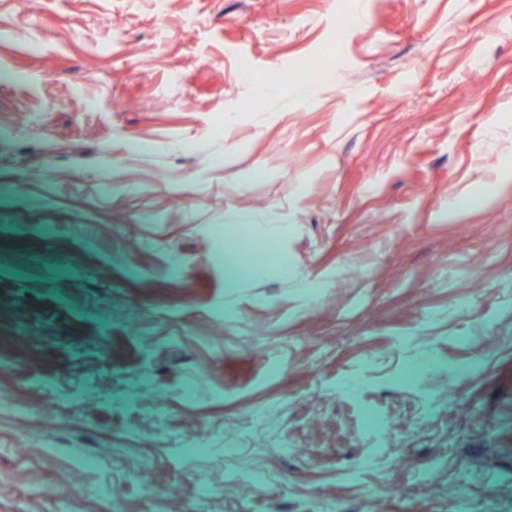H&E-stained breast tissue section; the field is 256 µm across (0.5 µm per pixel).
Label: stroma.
Returning a JSON list of instances; mask_svg holds the SVG:
<instances>
[{"instance_id":"35a3bbf8","label":"stroma","mask_w":512,"mask_h":512,"mask_svg":"<svg viewBox=\"0 0 512 512\" xmlns=\"http://www.w3.org/2000/svg\"><path fill=\"white\" fill-rule=\"evenodd\" d=\"M1 302L0 512H512V0H0Z\"/></svg>"}]
</instances>
